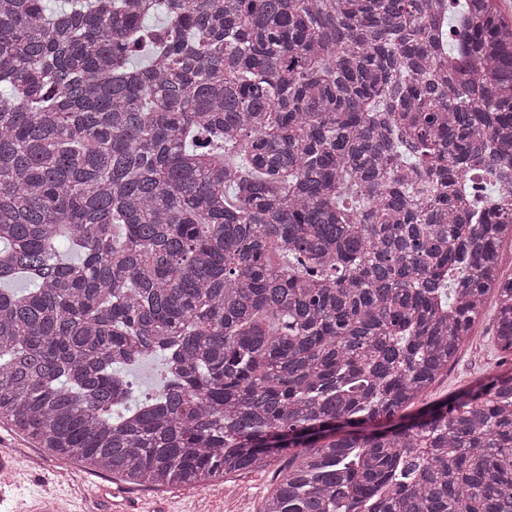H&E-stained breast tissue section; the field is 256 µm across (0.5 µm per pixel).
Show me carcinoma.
Returning <instances> with one entry per match:
<instances>
[{"label":"carcinoma","instance_id":"carcinoma-1","mask_svg":"<svg viewBox=\"0 0 512 512\" xmlns=\"http://www.w3.org/2000/svg\"><path fill=\"white\" fill-rule=\"evenodd\" d=\"M482 177L500 0H0V423L154 488L285 458L262 512H512V375L410 411L490 295L512 354ZM131 378H135L138 386H134L136 395L147 390H156L161 379L162 366L160 359L154 356L144 358L138 365L130 369Z\"/></svg>","mask_w":512,"mask_h":512}]
</instances>
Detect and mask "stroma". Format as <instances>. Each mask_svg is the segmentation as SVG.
I'll list each match as a JSON object with an SVG mask.
<instances>
[{
    "mask_svg": "<svg viewBox=\"0 0 512 512\" xmlns=\"http://www.w3.org/2000/svg\"><path fill=\"white\" fill-rule=\"evenodd\" d=\"M497 315L495 300L487 299L483 318L473 327L468 346L459 350L447 375L424 396V403L452 397L495 370H512V361L504 360L492 336ZM0 445L18 458L25 472L19 495L28 497L50 486L61 512H109V500L98 494L103 486L121 489L128 512H260L278 472L271 466L231 474L205 487L148 489L105 472L89 471L73 460L46 456L6 424H0Z\"/></svg>",
    "mask_w": 512,
    "mask_h": 512,
    "instance_id": "stroma-1",
    "label": "stroma"
}]
</instances>
